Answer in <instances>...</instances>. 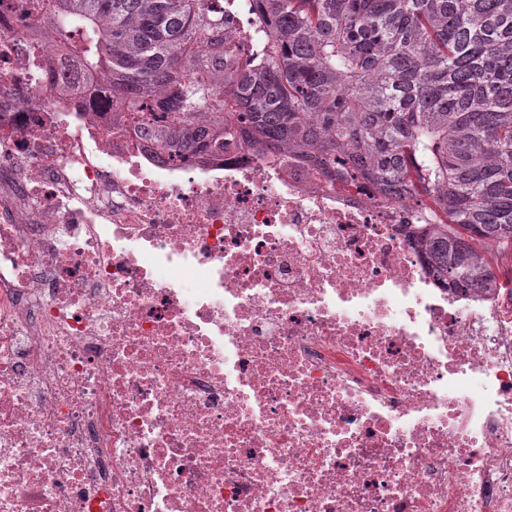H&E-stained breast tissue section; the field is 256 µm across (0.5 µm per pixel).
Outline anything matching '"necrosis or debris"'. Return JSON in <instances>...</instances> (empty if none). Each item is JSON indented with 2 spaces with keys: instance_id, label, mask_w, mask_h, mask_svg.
<instances>
[{
  "instance_id": "4bbe7bcc",
  "label": "necrosis or debris",
  "mask_w": 512,
  "mask_h": 512,
  "mask_svg": "<svg viewBox=\"0 0 512 512\" xmlns=\"http://www.w3.org/2000/svg\"><path fill=\"white\" fill-rule=\"evenodd\" d=\"M0 0V512H512V289L246 145L157 156Z\"/></svg>"
}]
</instances>
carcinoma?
Returning <instances> with one entry per match:
<instances>
[{
	"label": "carcinoma",
	"mask_w": 512,
	"mask_h": 512,
	"mask_svg": "<svg viewBox=\"0 0 512 512\" xmlns=\"http://www.w3.org/2000/svg\"><path fill=\"white\" fill-rule=\"evenodd\" d=\"M50 41L172 163L230 142L416 206L450 288L512 256V0H42ZM224 10H230L233 28L231 30H224L225 34L236 46L244 43L248 37L249 29L254 21V18L247 14L243 8V1L240 0H227L224 2Z\"/></svg>",
	"instance_id": "1"
}]
</instances>
